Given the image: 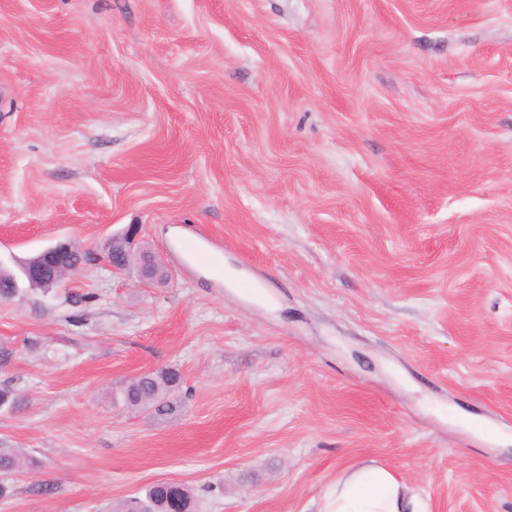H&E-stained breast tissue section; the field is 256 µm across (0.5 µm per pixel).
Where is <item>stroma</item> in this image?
<instances>
[{
	"label": "stroma",
	"instance_id": "1",
	"mask_svg": "<svg viewBox=\"0 0 512 512\" xmlns=\"http://www.w3.org/2000/svg\"><path fill=\"white\" fill-rule=\"evenodd\" d=\"M133 226L166 280L99 256ZM59 241L0 302V512H320L370 462L512 512V0H0V261ZM73 245L69 242H58L56 245L48 247L26 259L22 266V272L25 279L32 285L42 284L49 277V267L60 268V260L66 255L72 254ZM180 381V374L174 370L144 373L130 381L121 391V396L130 407L157 402L158 412L169 411L173 408L171 402L163 400L179 387ZM26 466L28 469L34 467V463L31 460H26L25 457L10 448H0V497L6 496L11 492L10 485L4 482L2 476L13 473ZM163 483V484H159ZM164 484L171 485L177 494L166 503L163 511L165 512H184L181 494L182 486L180 483L171 481H159L153 484L146 492L145 499L131 498L125 500L122 506L116 510L118 512H145L151 508H157L158 505H164L166 499L170 498L172 491Z\"/></svg>",
	"mask_w": 512,
	"mask_h": 512
}]
</instances>
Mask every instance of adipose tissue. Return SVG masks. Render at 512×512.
<instances>
[{"instance_id":"adipose-tissue-1","label":"adipose tissue","mask_w":512,"mask_h":512,"mask_svg":"<svg viewBox=\"0 0 512 512\" xmlns=\"http://www.w3.org/2000/svg\"><path fill=\"white\" fill-rule=\"evenodd\" d=\"M324 512H416L407 482L376 465H363L339 477L326 496Z\"/></svg>"}]
</instances>
